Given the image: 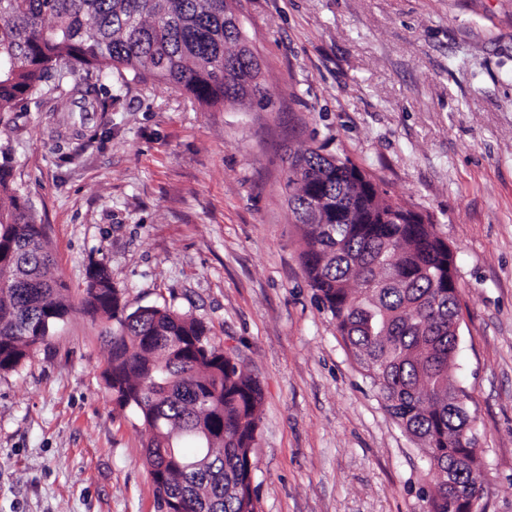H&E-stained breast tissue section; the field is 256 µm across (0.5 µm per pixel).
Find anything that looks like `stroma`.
<instances>
[{
  "label": "stroma",
  "instance_id": "35a3bbf8",
  "mask_svg": "<svg viewBox=\"0 0 512 512\" xmlns=\"http://www.w3.org/2000/svg\"><path fill=\"white\" fill-rule=\"evenodd\" d=\"M267 98L207 107L165 82L89 76L0 114L13 185L79 303L104 263L128 308L207 324L264 392L259 512H427L429 465L349 357L301 262L288 161L349 157L455 257L451 376L487 493L512 512V0H240ZM101 320L71 315L0 373V512H158L146 433L103 372Z\"/></svg>",
  "mask_w": 512,
  "mask_h": 512
}]
</instances>
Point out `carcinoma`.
<instances>
[{"label":"carcinoma","instance_id":"cac0c4a2","mask_svg":"<svg viewBox=\"0 0 512 512\" xmlns=\"http://www.w3.org/2000/svg\"><path fill=\"white\" fill-rule=\"evenodd\" d=\"M147 73L207 105L263 100L254 56H244L224 0H0V112L79 71ZM289 172V204L354 200L360 224L299 225L305 273L352 359L387 412L429 460L428 512H467L468 477L481 467L450 369L458 346V291L437 280L454 262L432 224H390L364 204L348 157L309 149ZM52 254L29 200L0 163V372L19 367L75 311L47 278ZM81 311L113 322L107 386L148 434L145 466L157 500L188 512H258L253 488L260 383L202 321L165 305L127 310L107 267L85 273ZM455 479L448 482V471Z\"/></svg>","mask_w":512,"mask_h":512}]
</instances>
